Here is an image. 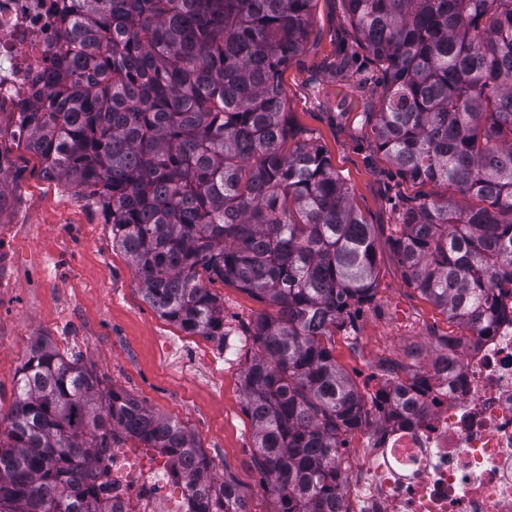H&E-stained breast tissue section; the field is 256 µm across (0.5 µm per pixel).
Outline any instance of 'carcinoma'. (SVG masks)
Returning a JSON list of instances; mask_svg holds the SVG:
<instances>
[{
    "mask_svg": "<svg viewBox=\"0 0 512 512\" xmlns=\"http://www.w3.org/2000/svg\"><path fill=\"white\" fill-rule=\"evenodd\" d=\"M98 2L55 5L60 52L13 137L44 178L95 199L161 318L226 336L217 280L275 308L243 326L242 370L273 512H338L337 451L367 411L332 339L379 268L375 225L282 96L316 0ZM343 4L385 75L365 113L378 151L445 189L400 213L401 275L486 336L512 283V0ZM1 425L0 512H98L90 449L126 435L193 465L201 512H249L191 432L40 340Z\"/></svg>",
    "mask_w": 512,
    "mask_h": 512,
    "instance_id": "1",
    "label": "carcinoma"
}]
</instances>
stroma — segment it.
<instances>
[{
  "label": "stroma",
  "instance_id": "obj_1",
  "mask_svg": "<svg viewBox=\"0 0 512 512\" xmlns=\"http://www.w3.org/2000/svg\"><path fill=\"white\" fill-rule=\"evenodd\" d=\"M376 84L384 75L351 34L342 0H316L310 41L283 75L292 124L323 144L356 208L378 225L377 296L338 331L333 354L364 397L387 355L420 336H465L467 327L426 300L401 276L392 240L403 208L440 195L441 187L404 178L376 152L370 125L357 119L365 90L337 81V52ZM7 205L0 213V410L9 411L18 370L31 344L50 339L77 355L110 388L122 389L159 416L180 421L210 461V475L233 480L251 512H272L241 389L243 325L268 304L219 282L226 337L188 336L147 304L124 254L112 245L94 199L44 179L38 160L0 134Z\"/></svg>",
  "mask_w": 512,
  "mask_h": 512
}]
</instances>
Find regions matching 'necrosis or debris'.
<instances>
[{
	"label": "necrosis or debris",
	"mask_w": 512,
	"mask_h": 512,
	"mask_svg": "<svg viewBox=\"0 0 512 512\" xmlns=\"http://www.w3.org/2000/svg\"><path fill=\"white\" fill-rule=\"evenodd\" d=\"M54 0H0V129L27 108L58 45ZM489 335L429 336L401 355L400 380L421 383L412 415L379 384L374 421L339 450L342 512H512V285ZM102 512H190L189 469L135 439L93 461Z\"/></svg>",
	"instance_id": "obj_1"
}]
</instances>
